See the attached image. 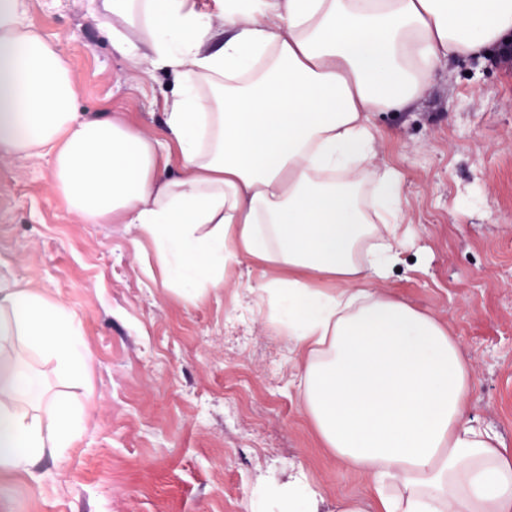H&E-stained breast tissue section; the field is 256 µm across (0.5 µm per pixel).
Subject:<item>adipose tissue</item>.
Returning <instances> with one entry per match:
<instances>
[{
    "label": "adipose tissue",
    "instance_id": "adipose-tissue-1",
    "mask_svg": "<svg viewBox=\"0 0 512 512\" xmlns=\"http://www.w3.org/2000/svg\"><path fill=\"white\" fill-rule=\"evenodd\" d=\"M0 0V151L52 157L85 224L151 240L170 280L219 285L229 261L268 275L257 294L287 334L301 408L338 466L369 477L332 512H512V449L471 415V367L447 323L379 289L400 260L402 184L370 164L374 112H404L442 61L512 34V0H93L112 47L171 73L167 144L77 112L57 46ZM227 37L209 44L217 31ZM0 467L32 472L83 429V405L30 409L28 349L76 381L93 357L62 301L0 282ZM284 512H322L303 470L262 488Z\"/></svg>",
    "mask_w": 512,
    "mask_h": 512
}]
</instances>
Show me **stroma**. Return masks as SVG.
<instances>
[{"label":"stroma","instance_id":"stroma-1","mask_svg":"<svg viewBox=\"0 0 512 512\" xmlns=\"http://www.w3.org/2000/svg\"><path fill=\"white\" fill-rule=\"evenodd\" d=\"M33 29L64 52L77 111L165 136L171 74L112 49L90 0H25ZM498 48L449 60L405 112H377L372 163L402 175L408 225L383 290L447 321L473 373L471 413L512 448V64ZM51 160L0 152V279L60 298L94 363L78 384L30 351L48 397L92 396L82 439L32 473L0 469V512H280L258 485L304 470L334 502L367 494L337 467L300 409L299 374L253 293L246 258L220 288L171 286L153 243L124 224H83L50 185Z\"/></svg>","mask_w":512,"mask_h":512}]
</instances>
